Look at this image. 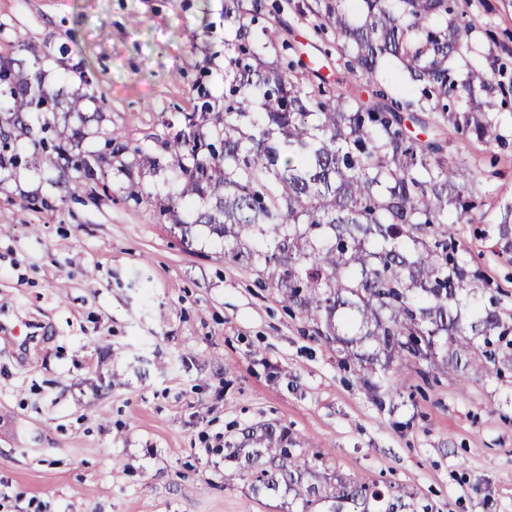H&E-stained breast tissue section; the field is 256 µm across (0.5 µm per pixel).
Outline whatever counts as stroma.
I'll return each instance as SVG.
<instances>
[{"mask_svg":"<svg viewBox=\"0 0 512 512\" xmlns=\"http://www.w3.org/2000/svg\"><path fill=\"white\" fill-rule=\"evenodd\" d=\"M300 2L265 0L283 25L264 61L293 48L348 84L333 31ZM457 8L474 61L512 86V0ZM0 21L39 45L70 35L133 144L191 111L198 85L222 92L224 0H0ZM459 157L482 194L452 232L512 309L499 255L512 144L465 142ZM262 279L147 204L82 195L32 211L0 193V512H282L224 480L225 437L264 422L346 477L392 482L415 512H512L511 373L420 362L376 403Z\"/></svg>","mask_w":512,"mask_h":512,"instance_id":"1","label":"stroma"}]
</instances>
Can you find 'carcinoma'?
<instances>
[{
	"mask_svg": "<svg viewBox=\"0 0 512 512\" xmlns=\"http://www.w3.org/2000/svg\"><path fill=\"white\" fill-rule=\"evenodd\" d=\"M333 29L345 68L373 87L327 86L303 59L267 68L269 26L256 31L264 0H224L234 33L225 53L224 96L199 92L190 112L164 122L161 152L131 146L110 126L106 98L69 37L51 51L13 32L0 49V189L26 173L39 187L13 198L53 209L79 193L112 198L113 174L126 202L152 204L188 234L202 225L234 259L264 266L266 284L336 348L343 369L394 371L427 361L437 371L487 376L512 367V312L455 239L478 207V181L457 161L447 129L487 147L506 145L493 72L449 62L470 51L472 26L454 0H313L297 6ZM397 59L409 84L378 87L379 61ZM164 175L155 194L133 176ZM247 237L253 246L240 251ZM224 444V480L253 495L290 498L300 512H396L392 485L352 481L301 448L273 422Z\"/></svg>",
	"mask_w": 512,
	"mask_h": 512,
	"instance_id": "obj_1",
	"label": "carcinoma"
}]
</instances>
